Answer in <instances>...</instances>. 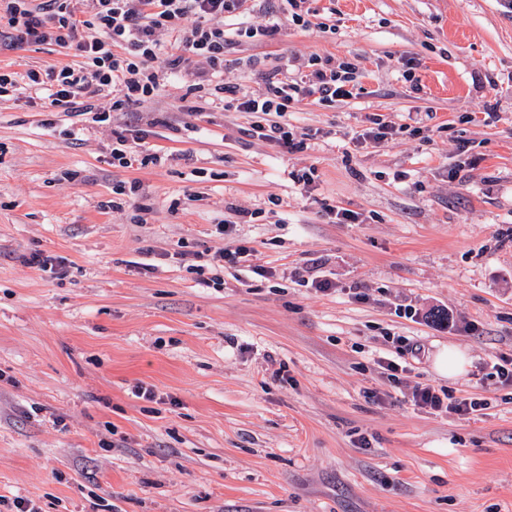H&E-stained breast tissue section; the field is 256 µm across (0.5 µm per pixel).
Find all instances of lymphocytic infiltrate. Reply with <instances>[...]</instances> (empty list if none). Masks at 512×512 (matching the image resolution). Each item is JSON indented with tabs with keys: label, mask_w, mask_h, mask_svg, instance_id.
I'll list each match as a JSON object with an SVG mask.
<instances>
[{
	"label": "lymphocytic infiltrate",
	"mask_w": 512,
	"mask_h": 512,
	"mask_svg": "<svg viewBox=\"0 0 512 512\" xmlns=\"http://www.w3.org/2000/svg\"><path fill=\"white\" fill-rule=\"evenodd\" d=\"M245 0H0V35L16 44H53L72 47L83 63L61 67L42 78L36 70L25 77L0 69V100L17 96L21 86L43 94L50 107L78 115L94 113L105 122L111 110L126 102L154 96L161 81L182 72L185 55L205 67L188 85L184 109L200 112L228 95V105L257 114L254 133L293 152L306 146L305 134L288 124L290 108L304 97L325 103L352 97L356 68L346 62L332 66L314 58L299 78L269 76L263 95L240 93L237 87L214 83L224 70V28L218 18L243 13ZM113 95L111 109H99L95 99ZM145 130L134 125L116 132L110 156L117 168L158 163L157 154L142 150ZM413 404L435 414L472 415L483 410L485 399L457 398L430 385H415Z\"/></svg>",
	"instance_id": "lymphocytic-infiltrate-1"
}]
</instances>
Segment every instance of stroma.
I'll return each mask as SVG.
<instances>
[{
    "label": "stroma",
    "instance_id": "stroma-1",
    "mask_svg": "<svg viewBox=\"0 0 512 512\" xmlns=\"http://www.w3.org/2000/svg\"><path fill=\"white\" fill-rule=\"evenodd\" d=\"M316 7L305 31L280 0H251L272 39L223 20L224 81L241 92L313 56L356 65L357 96L291 108L315 133L300 151L253 136L255 115L182 111L177 79L107 122L0 100V495L40 512H512V382L492 368L512 359V8ZM80 62L0 45L21 74ZM134 113L165 163L111 166ZM165 116L172 128L151 127ZM375 116L393 137L358 142ZM310 168L305 193L291 176ZM133 179L138 223L112 207ZM226 221L248 248L234 265L214 259ZM34 252L52 268L29 266ZM321 271L324 294L304 284ZM445 346L466 374L436 372ZM394 352L396 382L377 365ZM418 383L488 405L436 415L411 404Z\"/></svg>",
    "mask_w": 512,
    "mask_h": 512
}]
</instances>
